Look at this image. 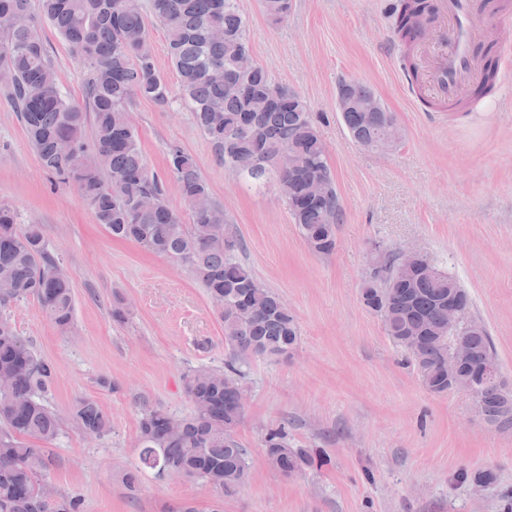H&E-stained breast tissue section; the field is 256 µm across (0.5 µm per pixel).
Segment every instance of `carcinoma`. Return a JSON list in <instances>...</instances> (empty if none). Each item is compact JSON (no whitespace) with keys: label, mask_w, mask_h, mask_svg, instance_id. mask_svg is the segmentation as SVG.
<instances>
[{"label":"carcinoma","mask_w":512,"mask_h":512,"mask_svg":"<svg viewBox=\"0 0 512 512\" xmlns=\"http://www.w3.org/2000/svg\"><path fill=\"white\" fill-rule=\"evenodd\" d=\"M274 24L288 19L292 0H261ZM49 22L86 69L83 102L64 92L36 19ZM167 32L170 61L179 92L195 124L217 155L254 184H284L283 196L311 252L329 255L336 248L342 219L336 187L317 131V117L296 92L274 83L251 59L249 32L238 0H142L129 8L124 0H0V69L11 82L0 92L17 109L41 168L62 184H74L96 223L120 240L187 266L206 289L224 324L229 356L224 370L200 367L183 377L193 414L178 418L163 407L143 402L139 421L140 466L122 474L133 492L141 469L160 476L201 480L224 497V489L248 477V451L237 439L244 416L239 393L240 367L253 357H286L298 343L291 310L242 263L244 243L229 227L194 159L181 147L168 150V167L192 223L167 203L165 182L149 171L132 125L134 99L169 103V87L156 69L150 26ZM432 23L428 0H402L393 33L414 43ZM484 92L497 73L493 47L480 50ZM349 133L373 149L384 138L402 141L393 113H342ZM92 126L91 139L85 138ZM292 156L288 169L278 161ZM321 178L329 189L319 199L306 194ZM152 195L156 203L140 206ZM59 260L38 224H20L16 211L0 204V512H82L78 495L63 496L49 477L50 461L42 445L55 441L61 418L48 402L54 366L18 335L8 306L33 298L62 331L71 327L74 300L71 280L58 273ZM469 308L465 288L450 273L412 275L399 281L372 271L361 299L378 314L387 335L408 355L425 388L434 395L452 390L448 351L456 340L467 343V376L478 386L486 422L512 426V398L488 380L498 365L485 327L448 332V295ZM241 304L250 309L242 316ZM71 418L85 437L101 439L112 429L109 414L94 400L80 399ZM261 447L268 465L285 477L302 474L314 463L303 448H293L283 429L265 434ZM478 487L499 484L496 471L462 470Z\"/></svg>","instance_id":"obj_1"}]
</instances>
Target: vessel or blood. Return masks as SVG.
<instances>
[{
  "label": "vessel or blood",
  "instance_id": "vessel-or-blood-1",
  "mask_svg": "<svg viewBox=\"0 0 512 512\" xmlns=\"http://www.w3.org/2000/svg\"><path fill=\"white\" fill-rule=\"evenodd\" d=\"M435 37L422 46L429 61L412 96L454 104L479 80L473 48L487 24L471 0H434Z\"/></svg>",
  "mask_w": 512,
  "mask_h": 512
}]
</instances>
